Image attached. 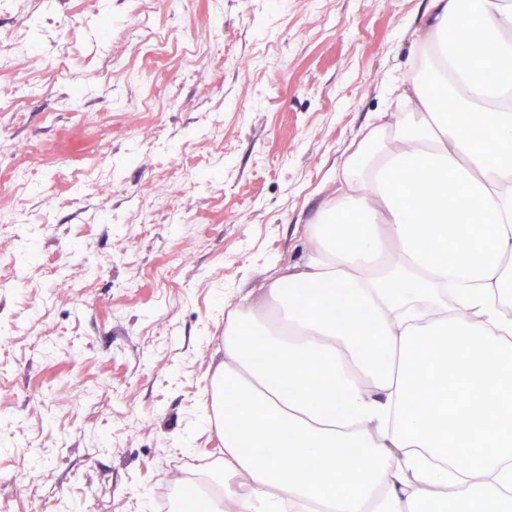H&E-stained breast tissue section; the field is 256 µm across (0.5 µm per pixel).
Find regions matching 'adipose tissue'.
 <instances>
[{"label":"adipose tissue","instance_id":"adipose-tissue-1","mask_svg":"<svg viewBox=\"0 0 512 512\" xmlns=\"http://www.w3.org/2000/svg\"><path fill=\"white\" fill-rule=\"evenodd\" d=\"M414 44L418 73L390 92L402 111L346 158L304 261L261 288L270 317L229 309L204 413L223 492L187 483L184 506L512 512V0H431ZM409 194L436 224L411 219ZM452 222L481 231L452 237ZM254 337L276 369L257 364ZM437 383L481 400L418 408L413 388ZM258 428L265 447L293 443L292 468L250 451Z\"/></svg>","mask_w":512,"mask_h":512}]
</instances>
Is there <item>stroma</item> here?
I'll return each mask as SVG.
<instances>
[{
	"label": "stroma",
	"instance_id": "obj_1",
	"mask_svg": "<svg viewBox=\"0 0 512 512\" xmlns=\"http://www.w3.org/2000/svg\"><path fill=\"white\" fill-rule=\"evenodd\" d=\"M0 9V50L71 44L84 80L0 75V145H36L33 187L0 164L19 221L0 228V505L154 512L224 453L202 422L224 357L225 303L303 261L308 225L387 92L416 72L429 0H137ZM124 53L138 81L111 71ZM177 199L175 211L155 206ZM150 211L137 223L135 209ZM169 266L172 282L150 279ZM94 389L84 408L72 396Z\"/></svg>",
	"mask_w": 512,
	"mask_h": 512
}]
</instances>
